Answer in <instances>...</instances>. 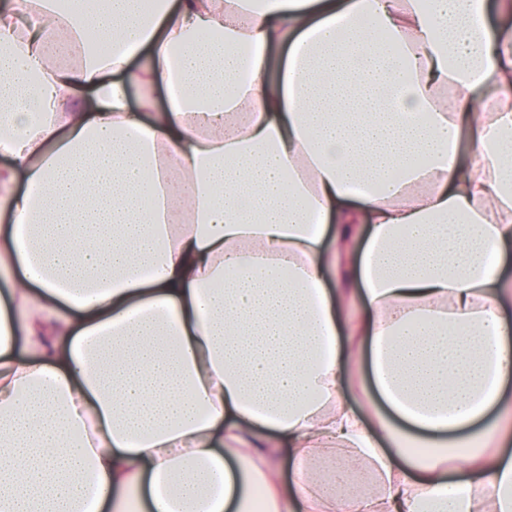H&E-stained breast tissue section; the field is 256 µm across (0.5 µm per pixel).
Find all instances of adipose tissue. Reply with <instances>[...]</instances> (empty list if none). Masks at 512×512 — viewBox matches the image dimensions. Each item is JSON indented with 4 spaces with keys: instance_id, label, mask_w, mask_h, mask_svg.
Segmentation results:
<instances>
[{
    "instance_id": "1",
    "label": "adipose tissue",
    "mask_w": 512,
    "mask_h": 512,
    "mask_svg": "<svg viewBox=\"0 0 512 512\" xmlns=\"http://www.w3.org/2000/svg\"><path fill=\"white\" fill-rule=\"evenodd\" d=\"M0 156V512H512V0H27Z\"/></svg>"
}]
</instances>
